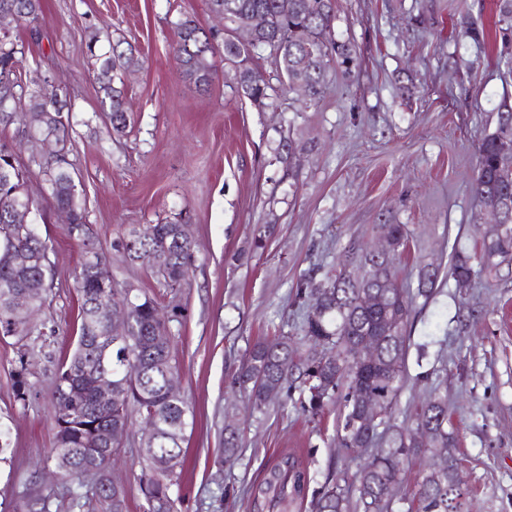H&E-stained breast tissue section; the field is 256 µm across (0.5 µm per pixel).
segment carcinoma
Masks as SVG:
<instances>
[{
    "label": "carcinoma",
    "mask_w": 512,
    "mask_h": 512,
    "mask_svg": "<svg viewBox=\"0 0 512 512\" xmlns=\"http://www.w3.org/2000/svg\"><path fill=\"white\" fill-rule=\"evenodd\" d=\"M279 0H210V9L232 28L257 10L267 12L269 32L258 45L269 50L278 65L283 85L295 89L302 82L308 97L322 93L327 68L336 56L351 58L345 43L332 38L328 18L331 0H288V12L277 9ZM0 13L16 17V26L37 32L43 21L42 0H0ZM179 40L174 55L181 73L200 88L217 78L214 34L193 17L177 23ZM97 39L91 36L87 49L99 61L96 79L101 105L116 135L129 126L122 92L115 80L136 65L123 53H96ZM16 37L0 36V127L16 122L39 139L65 144L73 132L74 116L64 107L54 108L58 89L47 78H27L20 71ZM248 48L224 40V57L239 65L238 85L242 94L260 106L271 107L270 86L250 76L242 66ZM512 137V113L502 115L497 130L482 138L473 178L475 197L482 208L500 214L502 234L483 242L480 253H465L452 247L451 275L456 285L471 282L486 272L512 262V152L501 149L502 136ZM42 176V193L54 206L68 213L67 233L83 243L77 275L81 296L80 328L73 350L53 380L55 445L51 458L62 470V479L73 485L72 505L83 508L93 498L100 512H127L126 495H115L108 478L112 461L121 451L94 444L95 434L108 435L129 426L130 409L155 425L153 440L139 463L145 512H178L170 492L176 470L184 457L183 443L190 409L182 396H171L167 377L176 371L171 358L172 332L154 299L132 294L131 329L128 340L110 337L102 305L126 298L129 289L112 279L103 252L90 244L92 233L80 181L65 154L32 157ZM31 200L24 174L15 165L13 151L0 144V230L14 223L16 208ZM394 249L405 247L403 224L382 225ZM131 264L148 266L167 289L186 284L191 240L179 223L149 224L134 230L117 243ZM48 242L30 224L17 243L6 246L0 235V338H13L20 347L29 346L44 332L37 326H15L14 319L39 311L47 296L33 290L43 276L40 260ZM363 273L351 275L341 268L326 273L317 282L309 276L296 297L312 301L303 319L306 348L300 349L288 336H275L256 343L243 357L234 383L248 394L260 410L271 403L285 405L299 391L307 411L318 415L339 400L336 439L345 449L355 470L345 469L325 482L314 504V512H461V487L451 449L456 447L448 432V400L439 394L421 408L406 410L408 425L396 423L401 394L406 385V361L410 348L408 326L417 302L429 299L438 278L435 270H423L415 289L399 282L396 270L384 257L363 255ZM375 292L381 302L375 308L361 303L362 295ZM370 339L373 352L364 357L358 346ZM300 384H295L294 371ZM16 396L26 401L32 384L25 355L15 370ZM112 383V403L97 396V383ZM427 430L432 442L427 448L414 443V435ZM238 434L226 427L224 461L235 459ZM428 462L418 471L411 496L397 499L393 490L402 482L413 462ZM92 481L91 495L81 492L84 479ZM308 472L298 460L282 455L264 479L252 489V503L267 504L288 512V504L305 496Z\"/></svg>",
    "instance_id": "obj_1"
}]
</instances>
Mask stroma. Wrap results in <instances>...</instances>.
Wrapping results in <instances>:
<instances>
[{"label":"stroma","mask_w":512,"mask_h":512,"mask_svg":"<svg viewBox=\"0 0 512 512\" xmlns=\"http://www.w3.org/2000/svg\"><path fill=\"white\" fill-rule=\"evenodd\" d=\"M333 36L350 45L348 63L331 62L324 92L309 99L285 90L267 56L255 58L275 105L261 109L237 90V69L218 61V80L200 91L173 55L175 24L194 16L223 45V21L208 0H43V38L26 31L23 64L62 89L77 124L68 161L85 193L93 241L119 287L155 298L169 319L181 393L193 419L182 472L171 488L178 512H250L249 489L284 453L307 468L311 483L291 512H314L329 473L346 465L336 446L337 405L304 411L299 399L252 410L231 388L240 360L268 336H301L305 310L296 286L323 276L349 251L383 246V227L403 224L404 249L389 253L404 285L419 269L439 272L432 297L417 302L412 344L441 355L435 381L409 378L401 406H421L438 385L448 398V429L465 496L462 512H512V269L456 287L450 254L479 250L490 231L471 192L477 148L512 105V26L495 23L494 0H335ZM472 21L484 36H464ZM99 51L132 46L138 59L120 89L130 125L108 134L97 68ZM37 198L40 232L51 247L53 277L33 318L47 330L27 352L0 340V512H28L49 496L50 512H76L52 478V380L70 354L80 296L82 248L60 213L41 196L21 125L0 131ZM186 215L193 238L184 288H162L149 267L126 262L117 241L146 224ZM26 358L33 395L17 400L13 372ZM239 449L224 460V428ZM132 415L114 474L127 512H144L138 438Z\"/></svg>","instance_id":"35a3bbf8"}]
</instances>
